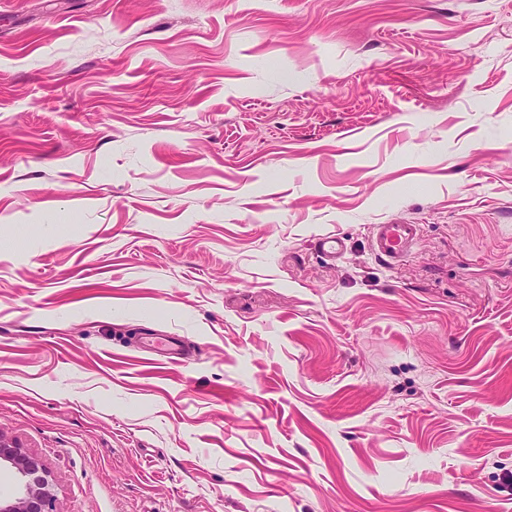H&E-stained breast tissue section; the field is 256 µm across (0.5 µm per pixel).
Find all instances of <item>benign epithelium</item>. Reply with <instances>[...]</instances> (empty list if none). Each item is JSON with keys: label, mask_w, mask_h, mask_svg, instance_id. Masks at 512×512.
Listing matches in <instances>:
<instances>
[{"label": "benign epithelium", "mask_w": 512, "mask_h": 512, "mask_svg": "<svg viewBox=\"0 0 512 512\" xmlns=\"http://www.w3.org/2000/svg\"><path fill=\"white\" fill-rule=\"evenodd\" d=\"M0 461L13 466L18 482L17 497H0V512H58L51 480L40 461L1 434Z\"/></svg>", "instance_id": "7a95c632"}]
</instances>
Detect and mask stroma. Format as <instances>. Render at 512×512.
<instances>
[{
  "label": "stroma",
  "mask_w": 512,
  "mask_h": 512,
  "mask_svg": "<svg viewBox=\"0 0 512 512\" xmlns=\"http://www.w3.org/2000/svg\"><path fill=\"white\" fill-rule=\"evenodd\" d=\"M0 434L59 512H512V0H0ZM420 238L417 224H376L373 227L374 253L388 264L395 265L408 255Z\"/></svg>",
  "instance_id": "35a3bbf8"
}]
</instances>
